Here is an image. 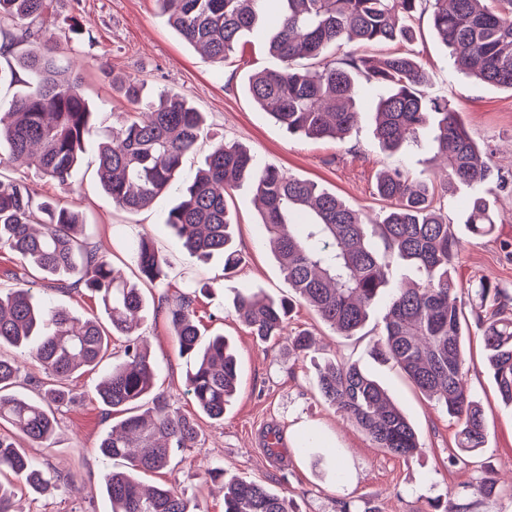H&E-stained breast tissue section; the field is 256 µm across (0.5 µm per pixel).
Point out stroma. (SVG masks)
<instances>
[{
    "mask_svg": "<svg viewBox=\"0 0 512 512\" xmlns=\"http://www.w3.org/2000/svg\"><path fill=\"white\" fill-rule=\"evenodd\" d=\"M413 28L412 44L371 46L368 54L382 56L409 48L419 53L430 72L429 94L450 100L474 140L489 151L494 169L512 173V92L457 72L435 36L429 13L417 15ZM42 31L57 42L62 65L80 75L95 110L131 111V104L112 84L113 78L131 76L143 80L149 91L177 93L203 112L208 135L187 156L184 176H193L203 164L212 141L224 139L246 146L261 165L315 182L353 207L371 214L381 209L375 184L386 157L373 132L375 95L366 94L358 101L361 119L350 137L313 140L289 135L247 92L255 72L280 65L265 48L266 26L245 33L233 58L223 65L188 44L168 24L156 0H50ZM95 148V142H88L68 195L56 182L23 164L0 168V173L25 179L39 198L73 204L92 241L129 282H138L139 275L127 243L145 233L167 260L170 290L211 284V292L199 299L197 316L206 334L221 333L229 339L239 366L237 393L223 420L200 415L185 390L188 365L170 324L154 308L144 311L138 332L156 365L155 388L181 413L196 417L202 433L198 445L175 452L168 468L145 475L144 486L168 485L183 491L191 512H224V487L208 476L209 469L221 467L227 474L287 495L297 512H340L344 507L350 512H435L434 503L452 497L472 503V512H512V407L503 402L484 363L479 322L485 311L475 299L484 276L512 293V191L495 189L487 195L496 217L492 235L458 232L462 248L455 275L463 301L466 379L485 413L488 437L475 463L452 465L448 457L457 451L456 419L422 396L398 368L371 356L383 329L381 308L373 309L357 335L346 337L313 310L298 305L291 329L310 330L316 339L314 351L304 358L289 352L286 341H257L237 320L232 302L240 289L275 298L291 294L267 244L250 183L240 184L227 198L235 245L245 258L242 269L228 276L222 257L192 260L171 233L165 219L173 194L159 196L139 212L114 206L98 181ZM24 268L17 256L0 249V290L16 287ZM28 276L39 297L53 305L80 318L99 313L89 296L47 288L34 272ZM334 358L358 363L387 388L417 430L424 446L421 455L405 461L374 447L364 432L321 398L317 373ZM95 382L91 374L73 380L78 398L57 411L53 446L30 450L47 470L68 475L70 484L35 499L16 492L15 512H110V502L101 491V474L111 463L100 455L98 446L112 421L89 394ZM309 434L315 437L312 455L322 459L316 468L311 455L300 450L302 438ZM486 479L501 486L499 496L490 502L473 495L474 485Z\"/></svg>",
    "mask_w": 512,
    "mask_h": 512,
    "instance_id": "stroma-1",
    "label": "stroma"
}]
</instances>
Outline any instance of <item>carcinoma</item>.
<instances>
[{
  "label": "carcinoma",
  "instance_id": "carcinoma-1",
  "mask_svg": "<svg viewBox=\"0 0 512 512\" xmlns=\"http://www.w3.org/2000/svg\"><path fill=\"white\" fill-rule=\"evenodd\" d=\"M429 1L433 30L455 67L512 90V0H157L169 25L221 65L244 33L273 15L266 46L283 66L255 73L248 92L291 135L346 138L358 123L356 97L362 90L380 91L376 136L389 153L429 133L431 160L446 165L447 187L437 192L403 167L387 165L376 179L385 208L375 218L311 181L260 165L237 142L214 143L204 167L183 178V160L204 133V115L178 95L147 93L133 77L116 82V88L136 111L122 113L110 126L95 122L80 79L60 66L56 47L32 29L46 14L48 0H0L4 46L26 45L17 56L18 68L0 72V81L17 80L19 71L24 75V89L11 112L0 116V165L24 161L66 187L85 143L94 137L100 184L112 204L137 212L176 188L178 202L165 223L190 257L205 262L223 256L226 274L243 263L226 195L241 181L251 182L269 244L293 296L273 298L244 288L233 300L237 318L265 342L283 335L289 313L301 303L340 335L354 336L372 309L384 304L374 355L398 366L422 395L455 417L457 448L474 452L485 445L486 423L465 386L463 313L454 275L460 240L445 198L456 184L468 187L463 224L470 233L487 236L495 221L484 186L495 181L502 188L512 179L495 172L451 103L427 94L429 73L416 55L375 58L350 51L338 59L326 56L336 44L410 40V23ZM84 226L72 207L39 200L26 182L0 174V248L42 273L55 290H86L102 313L79 319L37 298L23 283L0 293V345L25 349L48 377L41 397L29 398L14 390L19 362L0 356V425L13 429L0 433V471L10 472L37 495L68 483L67 477L46 472L18 439L50 447L57 430L50 406L72 400V391L57 384V378L94 370L118 334L125 337L122 358L95 387L106 410L121 415L99 445L105 459L121 463L103 476L111 512H190L177 489H146L139 474L164 469L174 451L195 447L199 425L155 390L154 365L134 339V320L145 310L146 297L89 241ZM130 249L141 277L164 287L166 262L153 241L141 236ZM393 260L414 272V287L394 276ZM205 290L174 297L164 293L158 308L189 363L187 394L201 413L220 421L237 390L238 366L224 335L202 337L195 304ZM477 296L491 309L483 330L486 363L502 399L512 404V297L489 278L481 281ZM288 346L306 353L311 334L288 337ZM317 387L324 401L375 447L404 460L422 454L411 422L358 364L329 363L319 372ZM224 512L292 508L287 496L264 484L231 477L224 482Z\"/></svg>",
  "mask_w": 512,
  "mask_h": 512
}]
</instances>
